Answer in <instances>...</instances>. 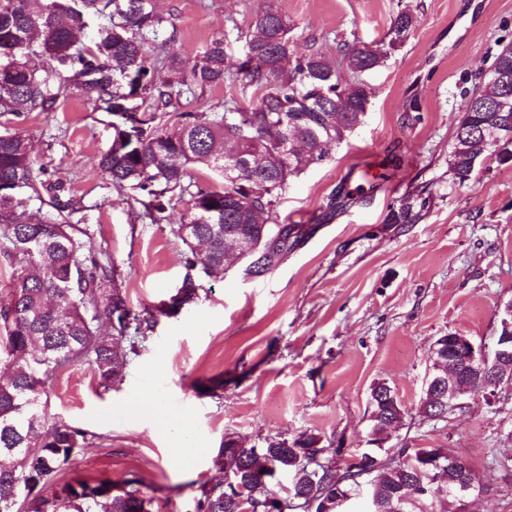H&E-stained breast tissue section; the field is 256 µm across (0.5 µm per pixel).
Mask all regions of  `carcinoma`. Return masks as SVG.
<instances>
[{
    "label": "carcinoma",
    "instance_id": "obj_1",
    "mask_svg": "<svg viewBox=\"0 0 512 512\" xmlns=\"http://www.w3.org/2000/svg\"><path fill=\"white\" fill-rule=\"evenodd\" d=\"M0 0V114L20 116L53 110L61 89L74 86L106 106L114 137L99 167L118 191L148 197L144 217L158 224L174 196L190 194L191 208L174 232L186 245L187 274L169 302L153 310L132 309L112 265L93 251L88 233L76 224L31 223L15 213L25 192L72 215L82 206L44 167L34 168L26 139L0 133V236L10 249L6 258L32 273L0 305V363L10 371L0 383V512H152L154 499L137 477L120 486L85 481L64 484L51 496L44 488L77 452L89 444L81 428L50 420L48 393L56 374L71 365L92 369L99 384L123 380L131 356L158 316L174 318L196 303L206 283L224 273V241L240 234L259 249L270 240L283 243L282 254L296 247L303 233L291 224H263L288 186L311 164L329 160L366 113L370 86L340 82L339 70L319 53L298 54L288 21L267 8L256 14L245 36V53L232 62L226 37L214 39L181 67L167 47L165 19L154 0ZM94 18L107 24L89 46L74 41ZM417 20L400 13L390 40L341 49L348 70L361 74L384 63L390 50L406 40ZM41 56L43 71L27 67ZM169 63L185 75L166 83L155 79L156 63ZM239 81L260 91L256 104L241 111L224 103L210 112L179 111L183 94L194 88ZM448 164L456 181L470 180L488 154L512 160V44L496 55L488 83L473 91L463 108ZM240 157L260 161L251 170L225 174ZM201 164L222 177L220 187L197 189L190 167ZM108 323L110 334L100 332ZM371 411L376 442L383 426L404 415L391 387L374 385ZM319 438L301 434L273 438L262 448H245L228 438L219 448L229 482L203 485L196 512H266L280 476L292 481L294 500L287 512H330L360 492L353 476L336 477L324 468ZM368 486L369 512H455L464 503L450 494L458 468L443 460L437 470L425 464L422 448L372 449Z\"/></svg>",
    "mask_w": 512,
    "mask_h": 512
}]
</instances>
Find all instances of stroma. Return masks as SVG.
<instances>
[{
    "label": "stroma",
    "instance_id": "stroma-1",
    "mask_svg": "<svg viewBox=\"0 0 512 512\" xmlns=\"http://www.w3.org/2000/svg\"><path fill=\"white\" fill-rule=\"evenodd\" d=\"M275 8L299 52L338 61L339 48L386 39L398 13L415 16L411 36L362 78L373 89L361 123L332 159L292 178L271 224L315 230L270 273L244 276L233 266L211 280L196 304L159 318L122 382L100 386L76 365L48 397L56 421L94 436L46 488L82 480L120 483L137 476L160 512H195L199 488L224 478L225 437L244 447L266 438L317 435L326 458L366 449L369 394L386 383L405 409L391 448H454L488 493L464 512H512V471L490 473L495 449L512 448V399L471 400L445 421L420 413L435 341L461 332L491 341L512 301V163L487 158L465 184L449 168L466 94L481 87L502 45L512 43V0H157L175 34L168 51L183 62L224 35L241 53L238 32ZM255 88L225 83L185 94L181 108L204 112L235 101L250 108ZM26 137L36 164L70 184L85 226L110 257L135 310L154 308L185 274V245L171 219L143 217L139 194L108 185L98 161L112 143V116L72 89L53 111L0 114V132ZM347 193L336 210L332 194ZM420 206L412 224L390 214ZM223 380L216 396L201 383ZM150 392L159 419L136 413ZM197 448L183 462L177 448Z\"/></svg>",
    "mask_w": 512,
    "mask_h": 512
}]
</instances>
